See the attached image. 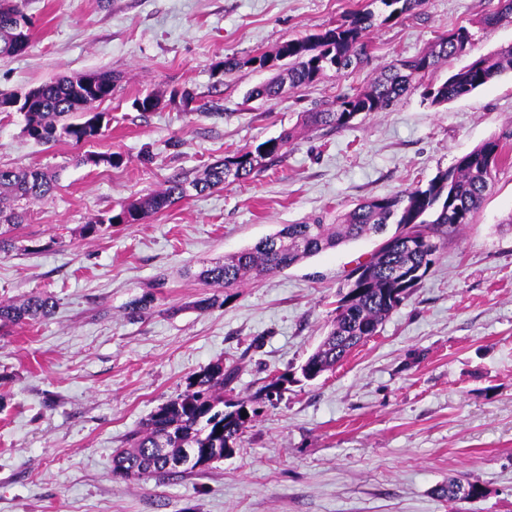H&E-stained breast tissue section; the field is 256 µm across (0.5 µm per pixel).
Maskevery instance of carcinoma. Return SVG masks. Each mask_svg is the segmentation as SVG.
Returning a JSON list of instances; mask_svg holds the SVG:
<instances>
[{
	"label": "carcinoma",
	"mask_w": 512,
	"mask_h": 512,
	"mask_svg": "<svg viewBox=\"0 0 512 512\" xmlns=\"http://www.w3.org/2000/svg\"><path fill=\"white\" fill-rule=\"evenodd\" d=\"M380 9L356 10L336 25L309 37L290 40L273 54L262 53L248 59L277 70L272 79L250 91L247 99L273 100L283 87L309 85L326 72L340 74L368 60V35L375 28L397 23L424 4V0H377ZM512 16V0H499L498 10L485 16L481 24L488 30ZM30 20L18 0L0 10V58L26 52L30 43ZM471 43L467 27L459 26L440 37L419 54L400 59L386 67L371 85L352 95L339 97L322 109L303 112L299 124L277 137L240 149L210 165L202 176L189 182L178 177L166 187L147 193L112 209L83 225L82 236L97 237L126 217L139 222L189 196L249 178L278 162L303 130L350 126L360 114L384 112L404 95L423 89L435 105L470 95L492 79L512 72V45L484 55L452 72L439 84L427 83L448 59L460 55ZM98 83L89 88L60 76L42 84L41 95L24 115L23 133L41 143H65L74 147L97 141L109 126L101 113V125L89 124L87 111L96 102L112 97V74H97ZM512 146L498 138H488L459 157L453 166L438 171L425 185L391 196L373 197L357 204L325 224L319 218L297 224H284L275 233L251 247L205 265L197 278L211 293L196 302L197 308L222 307L235 297L232 290L261 277L289 268L307 258L370 234L385 232L396 225L374 256L357 266L361 273L346 280L336 301L330 329L316 350L301 366V376L310 381L334 367L358 344L375 335L383 323L410 296L435 263L441 240L461 232L472 223L490 190L499 167L509 162ZM78 163L118 168L120 156L89 152ZM54 190L51 176L39 167H0V253L14 247L12 233L27 218L25 205L48 199ZM156 300L152 292L133 299L127 314L134 318L147 313ZM58 302L47 293L32 294L21 303L0 302V327L40 321L54 314ZM235 371L215 363L194 373L186 389L160 405L130 436L129 448L113 458L112 474L124 480L143 481L203 472L224 460V449L235 448L247 424L258 415L253 397H224ZM288 382V375L273 374L259 389L268 400L281 395L277 388ZM234 409L249 415L226 420ZM175 459L184 461L181 469L169 467ZM438 497L448 501L479 499L484 489L450 477L435 488Z\"/></svg>",
	"instance_id": "cac0c4a2"
}]
</instances>
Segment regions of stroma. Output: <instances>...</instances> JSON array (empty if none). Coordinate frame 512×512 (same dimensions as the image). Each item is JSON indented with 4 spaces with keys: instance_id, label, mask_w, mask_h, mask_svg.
<instances>
[{
    "instance_id": "35a3bbf8",
    "label": "stroma",
    "mask_w": 512,
    "mask_h": 512,
    "mask_svg": "<svg viewBox=\"0 0 512 512\" xmlns=\"http://www.w3.org/2000/svg\"><path fill=\"white\" fill-rule=\"evenodd\" d=\"M372 0H25L26 53L0 59V94L56 77L108 71L97 111L111 119L91 144L117 168L38 144L15 114L0 120V166L56 171L15 247L0 255V301L58 300L43 321L0 329V512H512V165L463 233L451 234L419 287L333 370L304 380L336 294L379 240L341 245L239 289L221 308L194 303L203 264L281 225L332 217L359 201L426 183L480 142L512 144V73L431 104L414 92L342 130L305 133L279 162L244 182L189 197L137 224L84 238L89 220L177 176L191 180L242 148L296 126L301 113L368 85L457 26L468 50L433 76L512 45V23L485 30L498 0H427L374 29L367 63L326 73L280 99L245 103L271 78L249 58L314 35ZM239 60L227 72L225 58ZM190 89L194 100H171ZM159 107L141 113L146 93ZM167 284L131 319L128 302ZM236 369L233 394L268 375L288 388L263 404L236 453L200 474L129 482L112 474L129 434L210 364ZM484 498L450 503L448 477ZM462 489L467 492L466 495L461 496ZM434 492L439 498L448 502L479 499L485 494L480 485L471 482L465 484L458 477H448L447 481L436 486Z\"/></svg>"
}]
</instances>
